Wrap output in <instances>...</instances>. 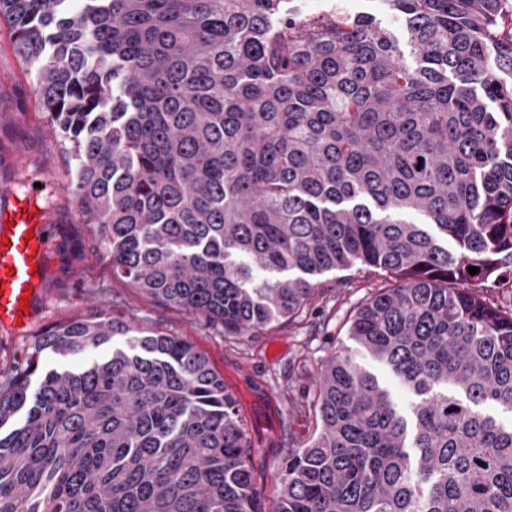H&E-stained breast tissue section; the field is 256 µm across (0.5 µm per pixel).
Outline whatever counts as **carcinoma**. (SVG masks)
Wrapping results in <instances>:
<instances>
[{
	"label": "carcinoma",
	"instance_id": "carcinoma-1",
	"mask_svg": "<svg viewBox=\"0 0 512 512\" xmlns=\"http://www.w3.org/2000/svg\"><path fill=\"white\" fill-rule=\"evenodd\" d=\"M293 2L0 0V18L113 275L229 336L301 316L326 271L384 275L349 336L411 407L331 355L275 512H512V423L482 411L512 414V309L475 292L512 267L502 0H385L414 66L376 19ZM116 336L129 348L40 368ZM20 410L0 512H259L237 401L176 336L104 310L58 324L0 390V428ZM127 345L125 339L120 336H116L112 339L109 344H106L97 349H90L83 354L77 356H64L58 354L51 349L44 350L41 353V363L46 370L57 369H78L84 365L92 362L95 359L106 357L112 353V346L125 347Z\"/></svg>",
	"mask_w": 512,
	"mask_h": 512
}]
</instances>
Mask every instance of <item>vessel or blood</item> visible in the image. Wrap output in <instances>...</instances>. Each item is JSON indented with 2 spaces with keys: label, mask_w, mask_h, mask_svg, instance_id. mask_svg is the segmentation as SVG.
Returning <instances> with one entry per match:
<instances>
[{
  "label": "vessel or blood",
  "mask_w": 512,
  "mask_h": 512,
  "mask_svg": "<svg viewBox=\"0 0 512 512\" xmlns=\"http://www.w3.org/2000/svg\"><path fill=\"white\" fill-rule=\"evenodd\" d=\"M0 208V330L13 332L28 323L20 315L25 291H38L47 272L49 244L44 230L50 220L48 208L38 205L34 194L8 190Z\"/></svg>",
  "instance_id": "1"
}]
</instances>
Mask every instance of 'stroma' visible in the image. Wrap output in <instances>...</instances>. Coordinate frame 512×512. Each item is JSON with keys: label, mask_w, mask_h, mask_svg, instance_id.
I'll list each match as a JSON object with an SVG mask.
<instances>
[{"label": "stroma", "mask_w": 512, "mask_h": 512, "mask_svg": "<svg viewBox=\"0 0 512 512\" xmlns=\"http://www.w3.org/2000/svg\"><path fill=\"white\" fill-rule=\"evenodd\" d=\"M12 31L0 19V181L35 193L47 206L49 273L29 324L0 333V374L24 359L36 335L96 309L144 330L191 342L209 359L236 396L252 444V480L264 512L275 508V486L292 449L310 437L315 422L300 401L321 363L343 351L375 374L399 403L408 396L386 367L359 353L348 336L352 309L380 285L379 277L357 267L319 277L316 298L295 321L280 320L244 336H228L219 324L158 302L113 276L94 225L74 220L69 191L77 162L42 111L33 66L11 46Z\"/></svg>", "instance_id": "stroma-1"}]
</instances>
